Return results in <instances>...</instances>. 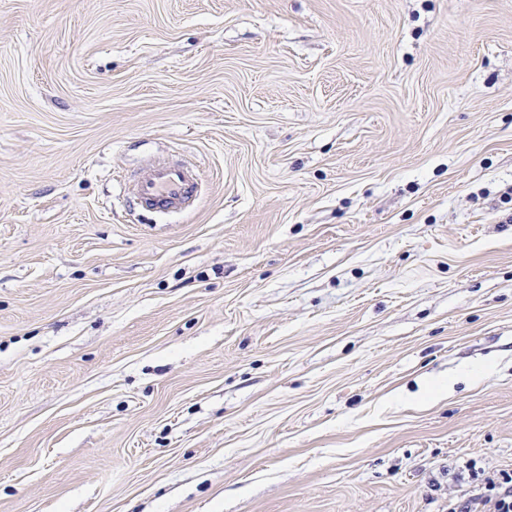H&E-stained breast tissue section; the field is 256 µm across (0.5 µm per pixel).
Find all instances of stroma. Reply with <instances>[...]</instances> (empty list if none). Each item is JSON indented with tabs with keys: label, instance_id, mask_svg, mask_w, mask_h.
Masks as SVG:
<instances>
[{
	"label": "stroma",
	"instance_id": "stroma-1",
	"mask_svg": "<svg viewBox=\"0 0 512 512\" xmlns=\"http://www.w3.org/2000/svg\"><path fill=\"white\" fill-rule=\"evenodd\" d=\"M157 156L193 211L124 193ZM503 471L512 0H0V512H448Z\"/></svg>",
	"mask_w": 512,
	"mask_h": 512
}]
</instances>
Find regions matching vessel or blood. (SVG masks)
I'll return each instance as SVG.
<instances>
[{
  "instance_id": "1",
  "label": "vessel or blood",
  "mask_w": 512,
  "mask_h": 512,
  "mask_svg": "<svg viewBox=\"0 0 512 512\" xmlns=\"http://www.w3.org/2000/svg\"><path fill=\"white\" fill-rule=\"evenodd\" d=\"M202 181L197 165L158 157L129 183L128 189L142 207L167 213L190 209Z\"/></svg>"
}]
</instances>
